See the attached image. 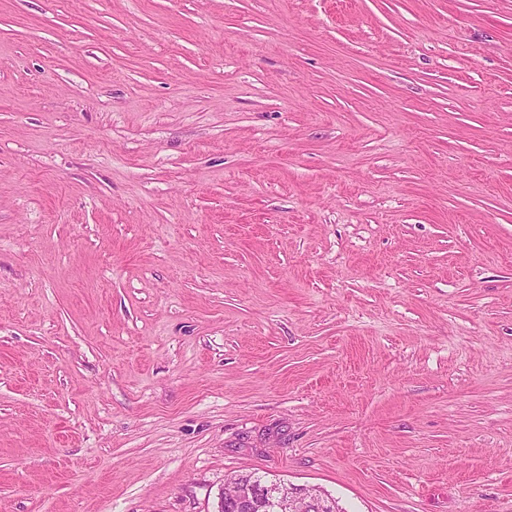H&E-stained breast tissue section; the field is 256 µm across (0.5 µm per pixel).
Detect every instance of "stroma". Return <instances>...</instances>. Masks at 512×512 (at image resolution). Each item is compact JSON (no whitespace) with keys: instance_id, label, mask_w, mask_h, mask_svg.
<instances>
[{"instance_id":"35a3bbf8","label":"stroma","mask_w":512,"mask_h":512,"mask_svg":"<svg viewBox=\"0 0 512 512\" xmlns=\"http://www.w3.org/2000/svg\"><path fill=\"white\" fill-rule=\"evenodd\" d=\"M512 512V0H0V512ZM226 489L227 486L221 497L233 505L236 512H299L303 504L314 512L338 511L335 501L315 488L296 486L276 479H259V488L256 489L253 480L242 483L236 478L232 491L228 493Z\"/></svg>"}]
</instances>
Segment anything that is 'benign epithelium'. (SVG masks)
<instances>
[{"label": "benign epithelium", "mask_w": 512, "mask_h": 512, "mask_svg": "<svg viewBox=\"0 0 512 512\" xmlns=\"http://www.w3.org/2000/svg\"><path fill=\"white\" fill-rule=\"evenodd\" d=\"M221 497L234 506L235 512H299L303 504L312 512H336L335 501L316 489L276 479H261L257 484L237 479L232 491Z\"/></svg>", "instance_id": "7a95c632"}]
</instances>
